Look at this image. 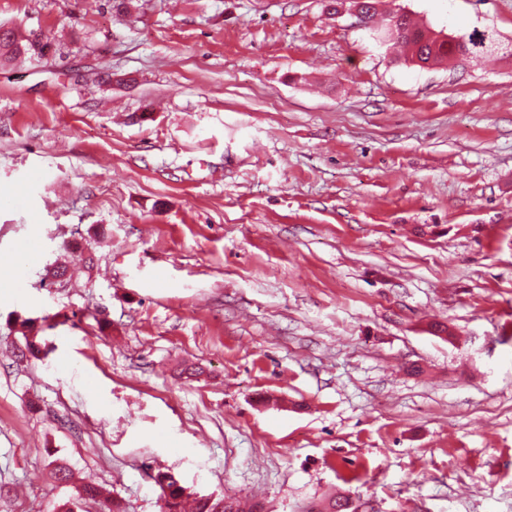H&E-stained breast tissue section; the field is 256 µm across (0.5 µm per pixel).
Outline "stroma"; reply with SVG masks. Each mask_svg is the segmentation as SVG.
Wrapping results in <instances>:
<instances>
[{"mask_svg":"<svg viewBox=\"0 0 512 512\" xmlns=\"http://www.w3.org/2000/svg\"><path fill=\"white\" fill-rule=\"evenodd\" d=\"M398 8L500 49L400 64L344 0H0L61 45L0 67V512H161L159 471L512 512V0ZM99 501L101 512H127L126 507L116 497H104L101 490L91 484L84 485L77 491V498L73 501H66L60 505L58 512H80L82 501Z\"/></svg>","mask_w":512,"mask_h":512,"instance_id":"stroma-1","label":"stroma"}]
</instances>
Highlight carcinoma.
<instances>
[{
    "label": "carcinoma",
    "instance_id": "cac0c4a2",
    "mask_svg": "<svg viewBox=\"0 0 512 512\" xmlns=\"http://www.w3.org/2000/svg\"><path fill=\"white\" fill-rule=\"evenodd\" d=\"M405 49L404 62L424 66L431 57H444L448 60L457 56H477L496 48V39L487 31L472 30L467 35L455 38L438 37L428 27L417 26L410 16H402L400 28L392 37ZM58 53L56 44L33 31L24 34L13 29L0 30V64L4 65L22 57L48 61ZM156 485L160 489L164 512H184L183 502L186 488L169 472L157 473ZM97 501L100 512H127L126 507L116 497H106L101 490L91 484L77 491V498L60 505L59 512H79L81 502Z\"/></svg>",
    "mask_w": 512,
    "mask_h": 512
}]
</instances>
